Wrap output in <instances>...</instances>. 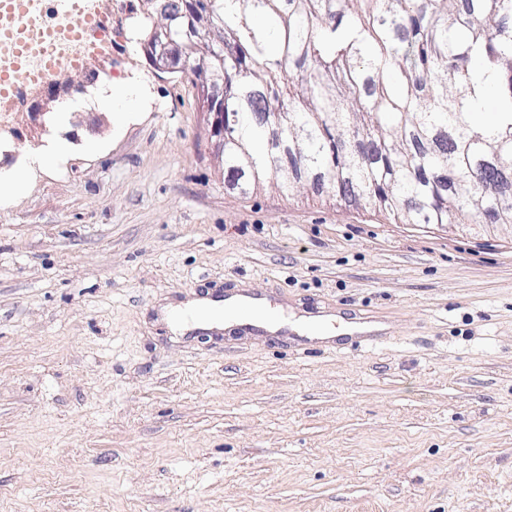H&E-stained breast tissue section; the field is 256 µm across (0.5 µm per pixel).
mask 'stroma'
Masks as SVG:
<instances>
[{"label":"stroma","mask_w":512,"mask_h":512,"mask_svg":"<svg viewBox=\"0 0 512 512\" xmlns=\"http://www.w3.org/2000/svg\"><path fill=\"white\" fill-rule=\"evenodd\" d=\"M115 34L57 78L144 86L123 128L0 134L4 174L68 147L0 207V512H512V230L229 190L197 89ZM230 283L382 340L162 320Z\"/></svg>","instance_id":"35a3bbf8"}]
</instances>
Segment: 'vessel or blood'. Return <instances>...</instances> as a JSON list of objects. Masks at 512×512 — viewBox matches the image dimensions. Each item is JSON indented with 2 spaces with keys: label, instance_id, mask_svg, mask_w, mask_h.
Returning <instances> with one entry per match:
<instances>
[{
  "label": "vessel or blood",
  "instance_id": "vessel-or-blood-1",
  "mask_svg": "<svg viewBox=\"0 0 512 512\" xmlns=\"http://www.w3.org/2000/svg\"><path fill=\"white\" fill-rule=\"evenodd\" d=\"M31 0H0V43L9 44L16 58L37 54L45 67L55 62L57 37L53 34L32 35L23 21L30 15ZM61 11L71 25L69 38L81 40L90 38L97 23L95 17L84 7V0H61ZM212 300L221 308L242 312L272 310V300L262 291L248 289L234 294H216Z\"/></svg>",
  "mask_w": 512,
  "mask_h": 512
}]
</instances>
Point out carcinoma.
<instances>
[{
  "label": "carcinoma",
  "instance_id": "cac0c4a2",
  "mask_svg": "<svg viewBox=\"0 0 512 512\" xmlns=\"http://www.w3.org/2000/svg\"><path fill=\"white\" fill-rule=\"evenodd\" d=\"M207 0L227 179L329 191L401 224L512 225V0ZM506 104L475 120L474 62Z\"/></svg>",
  "mask_w": 512,
  "mask_h": 512
}]
</instances>
